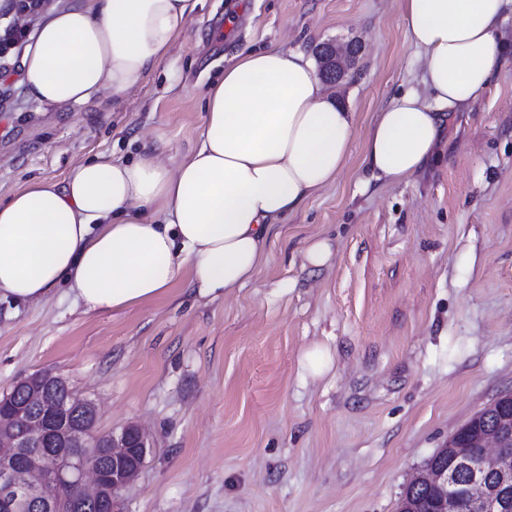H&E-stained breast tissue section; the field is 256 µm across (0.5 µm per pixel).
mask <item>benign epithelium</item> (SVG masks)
I'll use <instances>...</instances> for the list:
<instances>
[{
    "instance_id": "7a95c632",
    "label": "benign epithelium",
    "mask_w": 512,
    "mask_h": 512,
    "mask_svg": "<svg viewBox=\"0 0 512 512\" xmlns=\"http://www.w3.org/2000/svg\"><path fill=\"white\" fill-rule=\"evenodd\" d=\"M350 55L349 44L325 46L321 78L338 81ZM69 407L67 418L52 406L38 372L0 396V410H8L0 416V512H88L113 501L144 466L151 441L141 426L103 438L93 401L72 393ZM459 434L448 437L408 488L436 490L432 512H498L512 488V416L478 429L467 445L458 443Z\"/></svg>"
}]
</instances>
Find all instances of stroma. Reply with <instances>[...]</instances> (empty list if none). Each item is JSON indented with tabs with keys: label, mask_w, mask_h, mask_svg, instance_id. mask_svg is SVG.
I'll use <instances>...</instances> for the list:
<instances>
[{
	"label": "stroma",
	"mask_w": 512,
	"mask_h": 512,
	"mask_svg": "<svg viewBox=\"0 0 512 512\" xmlns=\"http://www.w3.org/2000/svg\"><path fill=\"white\" fill-rule=\"evenodd\" d=\"M485 92L451 113L435 157L363 185L378 112L423 90L400 0H200L169 58L124 97L42 109L0 62V200L97 154L167 165L200 144L204 88L243 50L360 51L328 95L354 112L346 167L276 225L259 274L211 300L178 282L118 313L63 289L0 302V392L49 371L98 407L99 432L154 447L115 512H397L448 437L512 392V16ZM324 241L328 262L305 249ZM331 360L320 375L303 357Z\"/></svg>",
	"instance_id": "obj_1"
}]
</instances>
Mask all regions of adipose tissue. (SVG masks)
Listing matches in <instances>:
<instances>
[{"instance_id":"1","label":"adipose tissue","mask_w":512,"mask_h":512,"mask_svg":"<svg viewBox=\"0 0 512 512\" xmlns=\"http://www.w3.org/2000/svg\"><path fill=\"white\" fill-rule=\"evenodd\" d=\"M199 0H79L50 13L23 58L43 108L120 98L168 55ZM512 0H401L424 60V91L394 98L362 146L370 179L397 184L432 159L448 113L485 92ZM198 148L175 168L146 152L98 155L63 183L25 182L0 202V300L38 303L66 287L85 311L117 313L164 296L179 278L203 297L243 287L271 228L345 168L353 113L331 101L310 56L238 54L203 93Z\"/></svg>"}]
</instances>
